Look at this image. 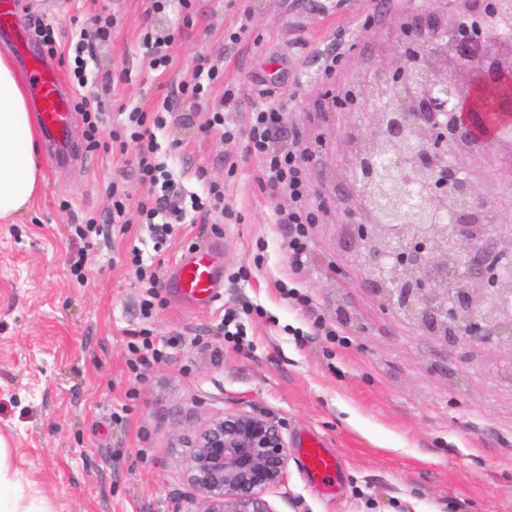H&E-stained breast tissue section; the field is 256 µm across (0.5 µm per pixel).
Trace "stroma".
Wrapping results in <instances>:
<instances>
[{
	"mask_svg": "<svg viewBox=\"0 0 512 512\" xmlns=\"http://www.w3.org/2000/svg\"><path fill=\"white\" fill-rule=\"evenodd\" d=\"M12 2L33 43L40 20L67 41L74 16L94 3L116 17L88 65L100 77L128 74L98 89L108 131L124 123V110H153L160 85L188 80L199 55L224 72L208 103L155 132L156 160L185 194L223 184L222 222L184 224L159 250L144 227L110 230L77 280L75 226L111 209L112 181L131 199L142 192L131 150L88 152L84 168L54 167L41 151L38 198L0 219V445L28 492L51 512H191L187 440L224 413L246 411L279 421L289 448L285 484L265 495L273 512H512V392L490 370L462 373L455 347L378 305L350 266L333 205L310 229L307 264L293 271L282 246L288 227L255 181L257 160L241 142L204 131L225 92L244 103L226 115L239 126L247 108L285 102L280 144L297 136L313 146L310 179L323 196L326 168L346 162L336 138L348 114L331 104L315 111L323 85L313 49L339 34L353 43L334 84L345 95L354 63L375 59L396 26L434 0H194L187 26L177 0L156 16L150 0ZM237 29L241 41L228 44ZM148 32L176 37L166 75L148 65ZM209 244L220 248L224 281L211 308L185 309L167 287L147 296L133 250L166 269ZM284 286L293 295H281ZM340 290L346 316L336 311ZM146 341L162 359L138 371ZM304 433L339 457L335 484L306 480Z\"/></svg>",
	"mask_w": 512,
	"mask_h": 512,
	"instance_id": "obj_1",
	"label": "stroma"
}]
</instances>
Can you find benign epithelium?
I'll return each mask as SVG.
<instances>
[{"mask_svg": "<svg viewBox=\"0 0 512 512\" xmlns=\"http://www.w3.org/2000/svg\"><path fill=\"white\" fill-rule=\"evenodd\" d=\"M350 121L339 137L348 159L325 184L342 213L350 263L379 306L438 344L461 347V362L488 363L512 388V234L474 217L512 222V202L489 211L486 179L512 167V52L499 38L459 43L436 11L395 35L357 67ZM415 142L421 195L429 206L466 201L451 225L365 224L362 163L383 143ZM288 447L273 418L229 412L189 442L186 480L199 512H272L266 493L285 483Z\"/></svg>", "mask_w": 512, "mask_h": 512, "instance_id": "1", "label": "benign epithelium"}]
</instances>
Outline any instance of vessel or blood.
I'll return each mask as SVG.
<instances>
[{"mask_svg": "<svg viewBox=\"0 0 512 512\" xmlns=\"http://www.w3.org/2000/svg\"><path fill=\"white\" fill-rule=\"evenodd\" d=\"M33 99L39 125L51 145V160L56 164L86 163L84 153L75 149L69 127L73 106L61 90L55 69L40 63L32 72ZM167 282L177 298L188 304L210 305L220 295L221 278L213 252L194 251L181 255L171 265ZM304 473L311 479L328 481L339 475L341 462L336 454L317 439H308L300 447Z\"/></svg>", "mask_w": 512, "mask_h": 512, "instance_id": "b4317fda", "label": "vessel or blood"}]
</instances>
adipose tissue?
Segmentation results:
<instances>
[{
	"mask_svg": "<svg viewBox=\"0 0 512 512\" xmlns=\"http://www.w3.org/2000/svg\"><path fill=\"white\" fill-rule=\"evenodd\" d=\"M39 132L29 107L27 81L0 53V218L23 214L43 182L35 150ZM0 448V512H50L40 498H26Z\"/></svg>",
	"mask_w": 512,
	"mask_h": 512,
	"instance_id": "ef3b65f1",
	"label": "adipose tissue"
}]
</instances>
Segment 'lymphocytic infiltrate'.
<instances>
[{"instance_id": "lymphocytic-infiltrate-1", "label": "lymphocytic infiltrate", "mask_w": 512, "mask_h": 512, "mask_svg": "<svg viewBox=\"0 0 512 512\" xmlns=\"http://www.w3.org/2000/svg\"><path fill=\"white\" fill-rule=\"evenodd\" d=\"M113 19L97 13L76 20L74 47V73L78 88L73 98L74 109L79 112L87 126V148L98 150L102 114L94 107V95L88 87L85 75L87 61L83 56L89 38L108 39ZM224 79V73L210 62L208 56H199L189 81L180 83L177 90L167 94L159 110L146 112L132 109L123 126L122 134L112 135V148L126 153L128 146H135V173L142 186L137 202H130L123 186L111 182L108 186L112 197V208L104 222L118 226L120 232H127L130 225H147L156 245H163L173 231L175 220L181 219L183 208L180 204L182 191L161 164L156 163L155 129L182 120L180 105L186 99L204 98L214 85ZM241 102L233 93H225L223 111L213 113L206 126L207 132L224 140L241 139L245 142L248 156L258 158L260 166L255 180L261 189L278 198H287V206L278 208L277 223L287 225L288 237L284 242L293 270L304 268L308 256V228L317 223V208L311 203V186L308 172L315 156L302 139H294L291 147L280 148L278 140L283 131L285 108L283 105H265L252 108L245 127L226 126L224 114L240 109Z\"/></svg>"}]
</instances>
